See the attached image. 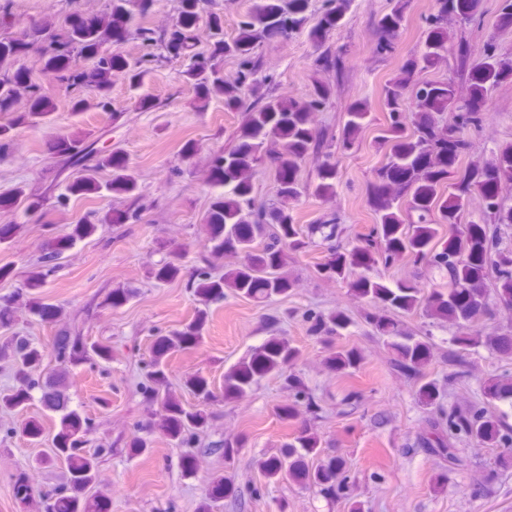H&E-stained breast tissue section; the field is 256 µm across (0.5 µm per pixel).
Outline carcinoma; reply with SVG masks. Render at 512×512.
Returning <instances> with one entry per match:
<instances>
[{
    "label": "carcinoma",
    "instance_id": "carcinoma-1",
    "mask_svg": "<svg viewBox=\"0 0 512 512\" xmlns=\"http://www.w3.org/2000/svg\"><path fill=\"white\" fill-rule=\"evenodd\" d=\"M351 0H322L320 16L310 35L320 53L317 65L323 67L334 59L332 46L327 43L329 33L347 12ZM202 0H179V20L170 28L142 33V40L151 51L146 61L162 62L169 58L188 59L184 77L194 86L197 98L205 101L216 97L224 100V110H245L238 130L241 143L218 161V170L228 192L212 198L203 217L209 228L205 248L216 256L243 254V261L216 277L207 267L198 269L188 281V287L198 301L194 316L182 327L156 337L153 355L148 364L147 381L155 392L162 393L161 411L157 427L181 447L207 431L209 415L195 407H188L174 396L167 386L166 357L197 347L212 303L224 300V289L245 298L270 299L286 297L295 288V281L284 271L288 252H299L320 234L326 246L327 260L319 266V274L327 279L349 281L353 294L366 298L375 310L365 314V320L381 335L389 338L393 369L421 381L418 394L435 412L427 420L424 445L446 459L456 469L467 467V461L456 448L465 443L474 448H499V461L512 466V424L496 412L493 403L512 400V378L492 379L484 383V402L466 407H445L439 403L442 386L435 379H426L429 364L428 336L402 335L393 315L421 313L436 320H447L456 327L452 345L463 350L488 346L498 356L512 360V334L486 336L484 321L493 315V305L512 309V247L503 244L502 226H512V210L503 209L494 187L499 179L512 174V149L502 151L492 166L473 169L466 173L460 188L443 193L450 170L458 153L466 147V135L482 125L487 112L480 107L485 98L486 84L503 75L488 61L478 63L472 82L471 101L455 105L454 124L442 126L437 115L455 100L454 89L443 82H421L409 85L412 75L430 67L448 51V37L444 24L448 14V0H440L438 14L426 18L427 36L421 56L409 59L401 76L383 89L381 104L388 112V139L391 154L378 170L369 190V204L378 224L360 244L349 247L341 240L342 228L331 219L302 230L296 224L290 203L303 193L296 173L303 160L314 152L323 153L318 181L314 191L331 195L339 178L337 154L345 151L358 138L367 112L359 105L352 106L341 139L326 134L316 125L317 113L329 104L331 90L317 82L303 100L279 96L270 91L272 79L261 73L260 50L266 41L276 36L288 39L296 30L309 23L302 0H263L257 9L247 13L238 23L235 34L224 37V15H208L210 42L208 48H197L195 24ZM148 9L139 0H107L102 12L87 19L71 15L64 26L54 29L39 48L47 70L69 87L80 86L87 94L73 99V108L83 111L91 106L104 107L109 103L114 78L122 75L129 84L139 83L141 61L129 60L120 52L106 53V46L124 40L131 30L135 13ZM405 21L403 6L395 5L380 20V28L390 39H380L377 51L390 53ZM33 43L20 37L0 39V112L14 111L20 98L29 102L28 110L16 114L11 123L0 125V153L12 141V131L18 126L35 127L48 112L54 110L53 99L34 84L21 79L15 69L19 59L28 54ZM96 59L89 72L79 66L81 59ZM237 61L238 72L233 80L224 79V59ZM411 98L415 112L405 110L406 98ZM414 132H405L407 123ZM98 138L84 133L74 138L63 137L55 149L67 159L81 163L91 158L92 167L67 185L72 195L90 196L99 193L96 174L101 169L115 171L108 189L132 197L139 186L136 176L122 165L110 149L98 148ZM271 157L279 171L276 187L277 201L256 204L253 195V175L259 161ZM476 190L484 202L485 212L493 218L489 224H457L464 207L465 195ZM411 192V208L417 219L409 220L399 199ZM439 212L443 222L452 228L448 237L439 235L438 224L431 214ZM139 218L133 210L114 215L107 211L92 221L76 224L71 232L58 240L56 247L31 266L22 282L26 297L23 307L43 318L57 316L61 308L42 301L34 291L42 287L47 267L61 250L73 241L92 236L101 224H121L127 219ZM406 258L414 263H428L438 269L447 280L446 287L426 294L423 289L401 284L394 288L380 278L349 277L357 268L378 264L391 266ZM183 270L182 255L169 253L151 267L152 278L159 283L177 279ZM307 333L326 342L348 328L350 317L342 310L328 315L307 309L304 312ZM58 375L69 376L86 361L97 357L108 360L107 346L86 344L78 339L60 337L56 342ZM301 350L284 336H274L256 348L249 356L224 373V397L241 399L251 393L264 376L283 379L288 398L278 404L277 414L284 421H301L300 429L280 448L279 454L261 462L264 478L277 482L287 476L293 481L314 487L327 497L349 499L351 476L341 457H333L321 464H313L321 455L322 440L307 419H314L323 411L321 400L295 371ZM363 355L354 347L330 351L326 368L338 376H350L359 368ZM45 361L43 347L29 337L13 333L0 341V362L11 365L16 385L0 392V412L11 413L22 409L34 388V374ZM450 367L448 386L462 385L472 377L470 365L456 350L444 358ZM184 387L198 402L208 403L214 396L211 383L200 373L188 376ZM42 402L47 409L60 413L59 430L53 438L52 453L46 462L63 461L68 470L67 487L44 499V512H104L105 499L88 495L89 486L97 481L98 458L103 448H87L88 421L76 410L67 409L64 396L55 381L46 384ZM16 500L27 502L32 496L25 473L16 474L13 484ZM238 490L234 479L222 477L215 491L200 505V512H212L211 503L219 498H234Z\"/></svg>",
    "mask_w": 512,
    "mask_h": 512
}]
</instances>
